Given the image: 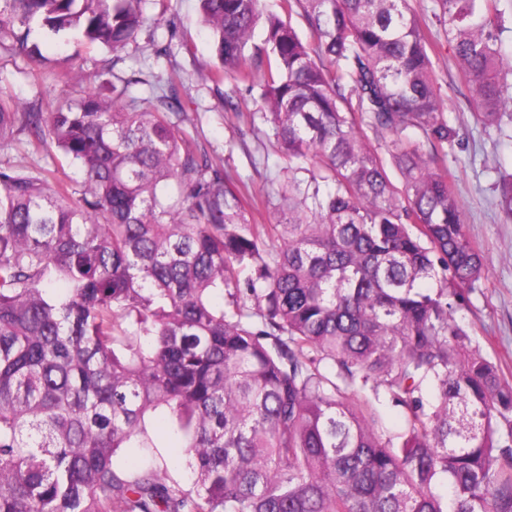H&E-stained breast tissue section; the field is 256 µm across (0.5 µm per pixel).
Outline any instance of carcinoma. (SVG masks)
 <instances>
[{
    "mask_svg": "<svg viewBox=\"0 0 512 512\" xmlns=\"http://www.w3.org/2000/svg\"><path fill=\"white\" fill-rule=\"evenodd\" d=\"M199 2L211 78H261L288 170L311 166L286 224L248 219L173 120L178 74L151 108L31 39L122 50L151 27L141 0H0V49L65 87L51 112L0 93V147L58 151L50 176L0 168V512H512V382L456 319L484 257L438 166L457 131L411 0H286L309 35L271 13L260 45L262 0ZM433 2L500 126L502 0ZM168 432L190 486L156 461Z\"/></svg>",
    "mask_w": 512,
    "mask_h": 512,
    "instance_id": "cac0c4a2",
    "label": "carcinoma"
}]
</instances>
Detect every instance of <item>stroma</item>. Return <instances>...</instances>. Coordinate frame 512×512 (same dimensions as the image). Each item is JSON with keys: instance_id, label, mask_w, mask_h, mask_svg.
Here are the masks:
<instances>
[{"instance_id": "obj_1", "label": "stroma", "mask_w": 512, "mask_h": 512, "mask_svg": "<svg viewBox=\"0 0 512 512\" xmlns=\"http://www.w3.org/2000/svg\"><path fill=\"white\" fill-rule=\"evenodd\" d=\"M198 6V0H142L144 13L156 20L151 35L118 53L81 50V73L88 79L104 69L123 78L141 73L143 83L130 85L129 92L148 98L150 82L167 79L171 69H178L183 81L180 95L193 101L185 128L198 148L238 181L246 208H260L264 223H284L277 190L287 185L288 174L282 169L269 127L260 117L261 91L229 78L220 83L209 78L213 46L197 22ZM429 28L441 52L436 72L445 92L444 108L460 135L459 145L449 149L444 165L454 176L465 230L485 258L483 278L459 315L483 354L498 363L512 381V222L503 221L497 208L499 173L512 172V122L497 128L474 120L473 89L462 82L447 54L444 30L434 22ZM0 93L46 110L64 97L49 69L25 55L3 50ZM228 95L237 102V112L225 111Z\"/></svg>"}]
</instances>
